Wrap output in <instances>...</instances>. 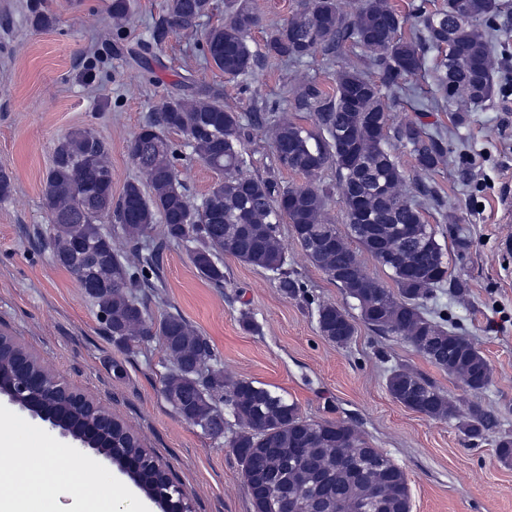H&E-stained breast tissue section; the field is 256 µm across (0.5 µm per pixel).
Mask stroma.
Here are the masks:
<instances>
[{"instance_id": "35a3bbf8", "label": "stroma", "mask_w": 512, "mask_h": 512, "mask_svg": "<svg viewBox=\"0 0 512 512\" xmlns=\"http://www.w3.org/2000/svg\"><path fill=\"white\" fill-rule=\"evenodd\" d=\"M27 0H0V169L14 178V191L0 201V335L15 337L90 399L110 405L193 498L195 512H253L240 467L225 440H214L181 418L162 393L171 365L159 339L120 350L76 281L55 264L39 233L48 222L42 184L55 144L71 128L95 129L110 144L112 194L120 196L137 170L127 142L150 112L178 91L186 73L222 90L225 105L248 120L256 105L279 102L290 110L291 94L314 83L334 91L336 72L361 49L347 44L343 56L315 54L297 62L269 60L235 80L198 57L197 37L172 32L155 42L163 0H133L121 22L108 14L110 0H45L56 24L31 27ZM260 24L253 50L265 49L271 29L289 20L301 0H253ZM489 59L495 91L483 103L457 96L437 101L435 61L404 89L383 90L392 125L421 124L448 143L444 161L422 171L406 148L394 146L406 178L434 185L438 202L423 206L427 223L446 250L448 273L467 280L465 294L437 288L425 306L431 319L448 325L484 353L492 380L470 392L418 354L408 343L356 322L350 343L338 347L317 327V307H350L336 283L314 266L279 227L288 269L305 284L291 299L273 273L221 253L224 285L215 287L195 269L186 247L165 248L161 288L146 291L153 313H180L213 347L224 376L250 379L284 394L314 421L347 422L372 447L404 470L412 512H512V466L500 463L493 438L470 440L456 420L437 421L394 401L386 379L404 365L433 380L457 406L481 405L496 419L495 433L512 436V239L504 218L512 202V8L489 24ZM466 116L454 123L455 113ZM246 176L273 172L269 125L247 128ZM218 175L196 156L178 166V180L192 204H200ZM463 239L466 250L455 242ZM92 475L115 485L124 512H160L116 465L94 456Z\"/></svg>"}]
</instances>
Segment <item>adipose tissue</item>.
I'll list each match as a JSON object with an SVG mask.
<instances>
[{
  "label": "adipose tissue",
  "instance_id": "adipose-tissue-1",
  "mask_svg": "<svg viewBox=\"0 0 512 512\" xmlns=\"http://www.w3.org/2000/svg\"><path fill=\"white\" fill-rule=\"evenodd\" d=\"M0 447L10 464L0 467V512H117L119 498L107 481H88L81 497L61 506L59 497L72 481L55 461L65 448L52 441H21L10 422L0 419Z\"/></svg>",
  "mask_w": 512,
  "mask_h": 512
}]
</instances>
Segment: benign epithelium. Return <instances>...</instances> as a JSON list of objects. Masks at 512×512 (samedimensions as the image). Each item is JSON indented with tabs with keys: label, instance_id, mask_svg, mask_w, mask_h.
<instances>
[{
	"label": "benign epithelium",
	"instance_id": "obj_1",
	"mask_svg": "<svg viewBox=\"0 0 512 512\" xmlns=\"http://www.w3.org/2000/svg\"><path fill=\"white\" fill-rule=\"evenodd\" d=\"M17 406L33 419L49 425L80 450H92L116 464L144 495L156 503L161 512H194L192 498L181 489L178 496L163 495L156 485L161 477L169 475L165 467L146 476L145 452L131 443L124 448H114L105 443L107 432L113 430L118 417L112 408L95 402L77 392L70 384L58 377L47 366L34 369L23 360L4 366L0 364V397ZM78 408L93 412L84 425H73L71 414Z\"/></svg>",
	"mask_w": 512,
	"mask_h": 512
}]
</instances>
